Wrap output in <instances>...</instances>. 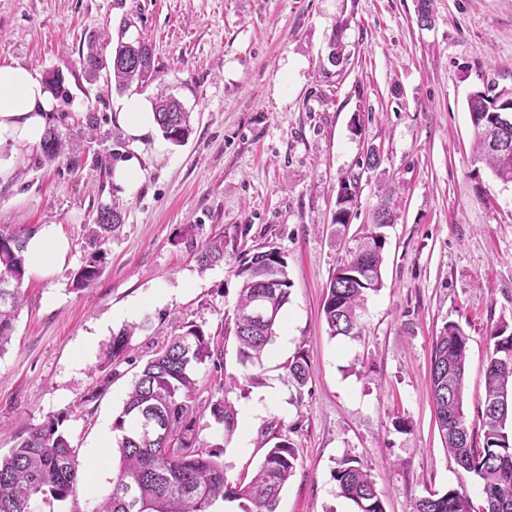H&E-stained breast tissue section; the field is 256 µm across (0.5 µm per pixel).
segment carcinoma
<instances>
[{
  "mask_svg": "<svg viewBox=\"0 0 512 512\" xmlns=\"http://www.w3.org/2000/svg\"><path fill=\"white\" fill-rule=\"evenodd\" d=\"M105 33L89 38L83 61L90 80L100 72L112 80L119 92L135 82L152 77V51L143 40L118 39L110 57L98 50ZM467 108L475 133L474 151L493 175L512 184V100L497 102L485 91L469 95ZM155 113L162 136L174 145L185 143L191 132V115L172 96L156 100ZM500 126L509 139L506 149L486 145V130ZM51 128L40 149L52 161L64 154L66 146ZM359 178L352 175L340 182L336 202L341 213L351 216L358 206ZM391 207L381 202L372 223L363 228L357 248L331 275L322 310L333 336H359L360 311L367 297L383 287L381 267L384 240L378 229L391 223ZM123 216L118 208L102 205L88 236L98 246L120 228ZM29 236L8 225H0V351L10 341L13 321L22 304L21 284L25 276L26 244ZM233 239L219 234L196 249L200 268L219 265L235 254ZM104 264L103 250L96 249L75 273L74 286L90 288ZM240 280L238 301L233 311V335L241 363L260 367L276 334L291 283L287 261L274 249L255 251L233 267ZM264 302L267 314L255 317L254 308ZM123 329L112 338L105 361L119 360L127 336ZM224 332L207 334L195 325L156 351L136 375L121 413L112 429L119 432L116 454L119 466L112 479V490L96 512H213L218 502L237 503L239 512H277L281 493L292 477L297 462L294 448L283 440L267 450L256 473L244 482L230 483L219 455L199 437L200 411L194 402L197 372L222 355ZM488 341L492 351L484 373V401L481 417L485 428L483 444H477L469 431L465 414V378L468 336L454 324H446L433 342L431 355V397L439 434L459 466L482 484L483 505L474 507L464 485L431 494L417 501L415 512H512V434L506 432L512 418V323L500 319L491 329ZM288 385L297 394L306 386L309 367L302 355L284 365ZM157 415L167 431L153 436L145 431L142 415ZM214 421L229 429L234 426V410L224 400L211 405ZM65 417L53 415L21 438L9 455L0 458V512H30L37 499L64 501L79 481L75 449L64 431ZM338 494L351 501L357 512H385L371 472L354 460L346 459L336 468Z\"/></svg>",
  "mask_w": 512,
  "mask_h": 512,
  "instance_id": "obj_1",
  "label": "carcinoma"
}]
</instances>
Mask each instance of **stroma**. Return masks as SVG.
Returning a JSON list of instances; mask_svg holds the SVG:
<instances>
[{
    "mask_svg": "<svg viewBox=\"0 0 512 512\" xmlns=\"http://www.w3.org/2000/svg\"><path fill=\"white\" fill-rule=\"evenodd\" d=\"M417 0H0V64L43 77L61 72L65 95L48 119L62 138L97 127L74 157L46 160L32 147L0 183V225L33 233L57 224L69 249L51 276L25 277L23 305L0 353V456L52 415H63L80 480L63 501L33 512H94L117 471L103 433L141 367L181 327L215 333L230 321L239 280L231 262L199 270L194 249L222 232L239 252L277 249L288 262V338L246 381L234 336L219 366L199 374V437L218 447L229 481L250 478L285 440L296 469L279 512H356L334 474L353 459L370 467L386 512L476 477L443 446L430 397L432 344L445 324L469 338L467 420L483 439L488 334L512 314V185L476 160L468 96L493 87L512 99V0H434L431 26ZM126 31L152 48L150 98L176 97L193 131L148 163L143 188L120 196L115 162L131 146L112 119L120 94L82 68L91 33ZM343 60L329 61L333 42ZM378 150L377 168L367 154ZM359 178L350 223L333 221L341 179ZM397 217L384 228L383 288L361 312L360 337L331 336L326 285L356 245L383 196ZM124 222L104 243L100 277L74 288L93 247L85 226L98 206ZM125 355L104 365L113 336ZM304 355L310 377L289 388L282 365ZM242 386L230 385V378ZM249 441L217 425L209 409L235 412L269 389Z\"/></svg>",
    "mask_w": 512,
    "mask_h": 512,
    "instance_id": "stroma-1",
    "label": "stroma"
}]
</instances>
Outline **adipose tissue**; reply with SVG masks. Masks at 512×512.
Instances as JSON below:
<instances>
[{"mask_svg": "<svg viewBox=\"0 0 512 512\" xmlns=\"http://www.w3.org/2000/svg\"><path fill=\"white\" fill-rule=\"evenodd\" d=\"M55 108V100L41 73L21 65H0V180H8L31 147L40 143ZM114 119L122 128L134 153L112 170L111 181L119 195L133 197L146 180L148 158L163 157L167 145L156 135L154 104L148 95L132 92L114 102ZM68 249L56 224L41 225L27 243L28 271L44 276L56 272Z\"/></svg>", "mask_w": 512, "mask_h": 512, "instance_id": "ef3b65f1", "label": "adipose tissue"}]
</instances>
